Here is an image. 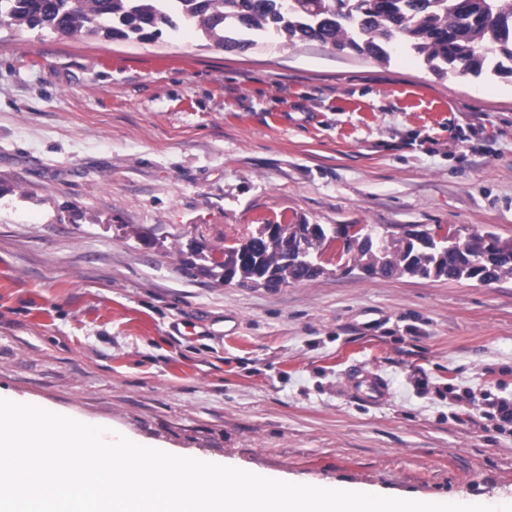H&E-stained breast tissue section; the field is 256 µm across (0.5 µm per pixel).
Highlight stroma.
I'll return each mask as SVG.
<instances>
[{
  "label": "stroma",
  "mask_w": 512,
  "mask_h": 512,
  "mask_svg": "<svg viewBox=\"0 0 512 512\" xmlns=\"http://www.w3.org/2000/svg\"><path fill=\"white\" fill-rule=\"evenodd\" d=\"M260 224L512 239V77L0 22V397L291 483L512 497L486 415L512 398V275L223 283ZM347 382L350 389L365 403L377 404L387 397L385 381L364 367L350 373Z\"/></svg>",
  "instance_id": "1"
}]
</instances>
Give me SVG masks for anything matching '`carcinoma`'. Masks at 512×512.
Segmentation results:
<instances>
[{
    "mask_svg": "<svg viewBox=\"0 0 512 512\" xmlns=\"http://www.w3.org/2000/svg\"><path fill=\"white\" fill-rule=\"evenodd\" d=\"M180 20L226 51L283 38L387 60L400 46L438 74L512 76V0H0V22L68 38L149 41L164 28L178 30ZM308 231L307 224H259L224 246V267L240 283L266 287L312 281L333 261L388 277L490 284L512 275V244L500 246L492 232L456 243L451 228L398 237L366 224L322 226L319 249L288 262L285 240L298 251Z\"/></svg>",
    "mask_w": 512,
    "mask_h": 512,
    "instance_id": "carcinoma-1",
    "label": "carcinoma"
}]
</instances>
